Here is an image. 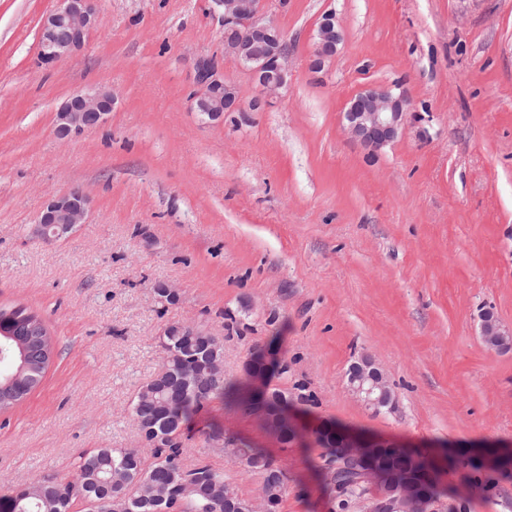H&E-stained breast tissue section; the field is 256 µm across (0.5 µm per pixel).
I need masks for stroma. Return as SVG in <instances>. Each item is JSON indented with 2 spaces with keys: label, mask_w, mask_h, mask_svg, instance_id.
<instances>
[{
  "label": "stroma",
  "mask_w": 512,
  "mask_h": 512,
  "mask_svg": "<svg viewBox=\"0 0 512 512\" xmlns=\"http://www.w3.org/2000/svg\"><path fill=\"white\" fill-rule=\"evenodd\" d=\"M58 0H0V306L44 321L55 357L0 414V497L69 478L80 455L137 448L136 389L159 370L163 327L203 326L238 376L250 349L287 361L281 386L317 399L302 420L335 421L427 454L467 512H512V351L488 349L479 313L512 325V0H268L292 75L253 106L224 55L217 0H98L84 48L41 63L39 29ZM343 40L311 72L318 24ZM215 58L247 104L220 124L189 107L192 62ZM379 86L422 122L368 154L345 132L346 103ZM115 96L108 122L76 137L55 114L76 91ZM80 187L85 223L48 243L49 199ZM177 287L160 306L155 289ZM366 353L399 395L376 414L345 374ZM182 458H204L252 497L259 476L208 443L212 429L272 454L288 476L279 512H330L313 436L284 447L255 415L216 399L189 424Z\"/></svg>",
  "instance_id": "stroma-1"
}]
</instances>
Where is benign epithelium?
<instances>
[{
	"instance_id": "benign-epithelium-1",
	"label": "benign epithelium",
	"mask_w": 512,
	"mask_h": 512,
	"mask_svg": "<svg viewBox=\"0 0 512 512\" xmlns=\"http://www.w3.org/2000/svg\"><path fill=\"white\" fill-rule=\"evenodd\" d=\"M224 8V56L238 61L249 74L256 90L255 103L275 98L286 85L291 51L282 31L265 17L264 0H219ZM97 19L95 0H59L58 7L47 14L40 25L42 63L49 65L81 50ZM342 40L336 16L329 12L319 22L310 69L319 72L333 62ZM195 87L190 95L194 111L211 122H224V113L242 112L244 106L237 87L224 80L220 68L206 66V60L194 61ZM114 95L109 90H82L69 96L55 113L56 132L61 137L79 135L104 125L112 112ZM346 132L365 150L375 153L392 142L410 122L421 114L411 111L401 94L370 86L348 101L345 111ZM89 197L75 187L50 199L40 212L36 233L48 241L69 236L85 222ZM480 333L490 350L512 349V327L493 312L480 315ZM223 366L208 362L201 367L187 363L182 376L189 380L213 377ZM350 392L376 413L392 412L397 406V392L385 368L371 355H358L347 372ZM397 443L386 438L365 437L349 429L339 431L338 447L345 461H364L363 449L388 448ZM430 482L415 499L375 497L361 504L363 512H455L468 500L469 490L446 499L433 463H428Z\"/></svg>"
}]
</instances>
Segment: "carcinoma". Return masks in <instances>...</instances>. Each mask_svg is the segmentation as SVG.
Here are the masks:
<instances>
[{
	"label": "carcinoma",
	"instance_id": "1",
	"mask_svg": "<svg viewBox=\"0 0 512 512\" xmlns=\"http://www.w3.org/2000/svg\"><path fill=\"white\" fill-rule=\"evenodd\" d=\"M31 338V359L36 365L33 378L23 393L38 385L51 364L54 340L43 320L24 307L0 308V379L14 372L16 359L9 358L7 347L13 344L11 337ZM165 341L170 349L161 367L144 386H139L132 401V412L137 423L146 420L155 422V428L171 435L167 441L155 444L148 437L142 443L151 449L153 461L145 463L140 450L133 448H98L83 455L73 479L80 481L84 491L91 497H98L106 487V503L101 512H210L204 498L206 487L213 481L224 482L229 494L228 512H249V499L241 497L235 488L224 481V474L213 469L203 460L187 467L182 463L183 434L185 425L193 414L215 398L250 413L259 404L266 405L269 413L279 418L278 439L288 443L294 435L292 417L285 413L283 405L288 396L296 393L303 403H315L313 394L306 392L303 383L294 384L293 389L271 385L266 381L257 385L252 380L256 370L274 378L288 373L287 365L271 359L263 348H253L246 359L244 378L229 380L226 377L212 379L206 385L191 383L184 385L177 381L176 374L182 368L184 359L191 356L185 349L180 336H167ZM202 350L209 358L224 359V342L213 336L204 337ZM336 438V427L326 426L316 432L315 442L324 449L321 470L332 503L331 512H350L361 500L374 494L392 490L387 479L391 472H397L408 479L406 491L418 494L424 488L423 454L410 448H378L375 451L377 467L381 476L376 482L361 479V466L357 463L340 462L337 448L332 446ZM237 458L260 477L264 493L270 497L273 512H278L286 489V476L276 461L259 448L240 441ZM342 466H336V463ZM157 484L173 489L171 502L157 504L148 499L149 491ZM23 489L14 491L4 499L6 512H67L75 503L72 497L55 493L41 500L22 499Z\"/></svg>",
	"mask_w": 512,
	"mask_h": 512
}]
</instances>
